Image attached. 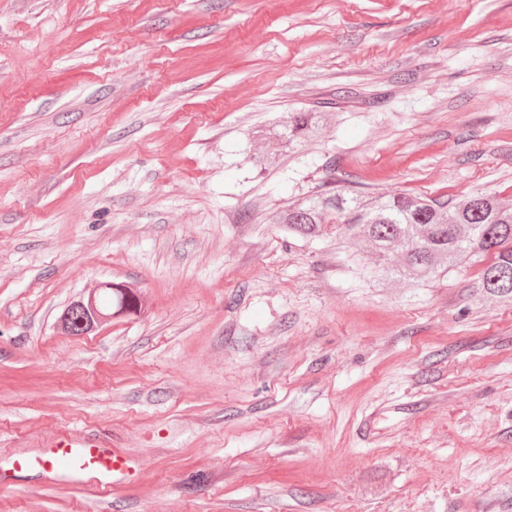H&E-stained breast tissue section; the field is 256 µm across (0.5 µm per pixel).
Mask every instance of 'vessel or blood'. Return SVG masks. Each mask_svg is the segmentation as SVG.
I'll return each instance as SVG.
<instances>
[{"label": "vessel or blood", "instance_id": "vessel-or-blood-1", "mask_svg": "<svg viewBox=\"0 0 512 512\" xmlns=\"http://www.w3.org/2000/svg\"><path fill=\"white\" fill-rule=\"evenodd\" d=\"M24 465L49 468L58 481L92 483L104 490L126 482L136 468L130 456L90 436L58 438L45 457L25 460Z\"/></svg>", "mask_w": 512, "mask_h": 512}]
</instances>
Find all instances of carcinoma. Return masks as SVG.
I'll use <instances>...</instances> for the list:
<instances>
[{
    "label": "carcinoma",
    "instance_id": "1",
    "mask_svg": "<svg viewBox=\"0 0 512 512\" xmlns=\"http://www.w3.org/2000/svg\"><path fill=\"white\" fill-rule=\"evenodd\" d=\"M320 129V113L291 112L265 135L280 141L284 156L292 159ZM275 224L288 237L335 243L377 284L391 280L424 288L477 257H488L480 287L489 296L512 298V207L492 193L458 201L402 194L363 198L331 186L288 205L276 214ZM359 241L370 243L372 261L354 248ZM140 308L139 295L126 285L100 287L67 306L59 329L81 336L95 312L131 314Z\"/></svg>",
    "mask_w": 512,
    "mask_h": 512
}]
</instances>
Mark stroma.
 Masks as SVG:
<instances>
[{"mask_svg":"<svg viewBox=\"0 0 512 512\" xmlns=\"http://www.w3.org/2000/svg\"><path fill=\"white\" fill-rule=\"evenodd\" d=\"M327 183L512 204V0H0V512H512V300L285 242ZM64 433L131 479L14 471ZM320 123V112H292L287 121L273 126L264 135L280 141L284 156H288L290 161L317 135L321 129ZM113 284L110 282L109 288L100 287L97 291L82 296V302H72L67 306L59 318L58 327L61 332L69 336L83 335L94 311L99 314H106L112 310V314L137 313L141 308L137 292L125 284L117 288H114ZM112 314L100 317L101 320L98 322L93 320L91 328L85 334L94 332L102 321L112 319Z\"/></svg>","mask_w":512,"mask_h":512,"instance_id":"obj_1","label":"stroma"}]
</instances>
